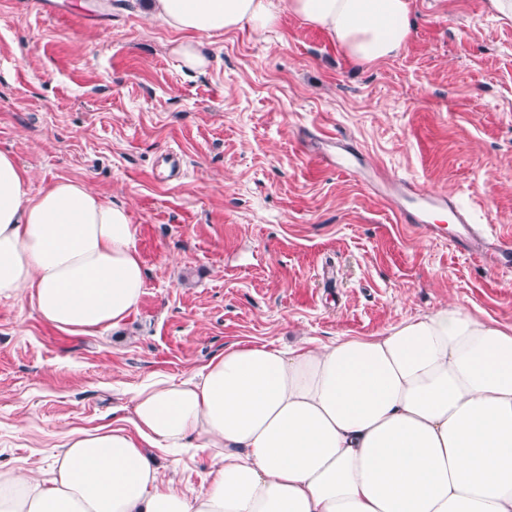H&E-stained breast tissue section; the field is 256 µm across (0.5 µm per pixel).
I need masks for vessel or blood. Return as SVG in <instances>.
Segmentation results:
<instances>
[{"instance_id":"obj_1","label":"vessel or blood","mask_w":512,"mask_h":512,"mask_svg":"<svg viewBox=\"0 0 512 512\" xmlns=\"http://www.w3.org/2000/svg\"><path fill=\"white\" fill-rule=\"evenodd\" d=\"M317 155L322 162L348 174H358V153L344 140L320 142ZM377 193L388 198L390 192H397L407 198V205L398 207L400 223L421 230L432 238L447 237L448 244L466 251L493 269L512 271V238L487 231L473 221L468 209L460 205L452 196L420 187L409 180L383 173L376 176ZM445 212L453 226V236H446L445 228L436 223V212ZM448 225V226H449Z\"/></svg>"}]
</instances>
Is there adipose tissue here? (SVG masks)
I'll use <instances>...</instances> for the list:
<instances>
[{"label": "adipose tissue", "instance_id": "1", "mask_svg": "<svg viewBox=\"0 0 512 512\" xmlns=\"http://www.w3.org/2000/svg\"><path fill=\"white\" fill-rule=\"evenodd\" d=\"M352 60L397 54L411 0H151L149 16L204 67L195 36L262 33L281 12ZM125 205L62 180L31 195L0 150V301L29 293L67 332L116 327L144 293ZM131 428L69 433L50 478L0 470V512H512V328L447 305L380 336L283 349L236 343L199 375L154 376ZM218 465L189 496L153 449Z\"/></svg>", "mask_w": 512, "mask_h": 512}]
</instances>
